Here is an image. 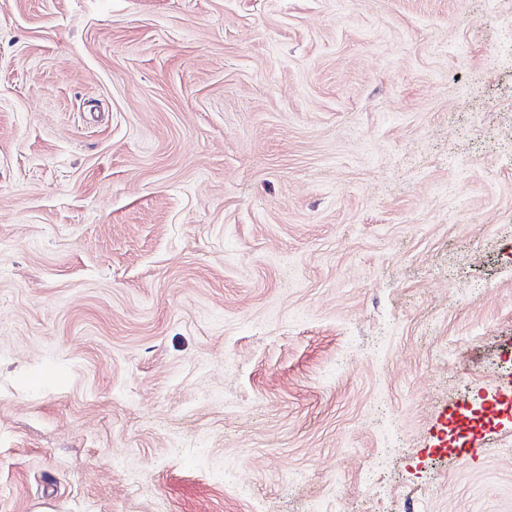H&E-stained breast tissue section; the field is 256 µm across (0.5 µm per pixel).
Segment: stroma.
Wrapping results in <instances>:
<instances>
[{
    "label": "stroma",
    "instance_id": "35a3bbf8",
    "mask_svg": "<svg viewBox=\"0 0 512 512\" xmlns=\"http://www.w3.org/2000/svg\"><path fill=\"white\" fill-rule=\"evenodd\" d=\"M507 381L512 0H0V512H512Z\"/></svg>",
    "mask_w": 512,
    "mask_h": 512
}]
</instances>
